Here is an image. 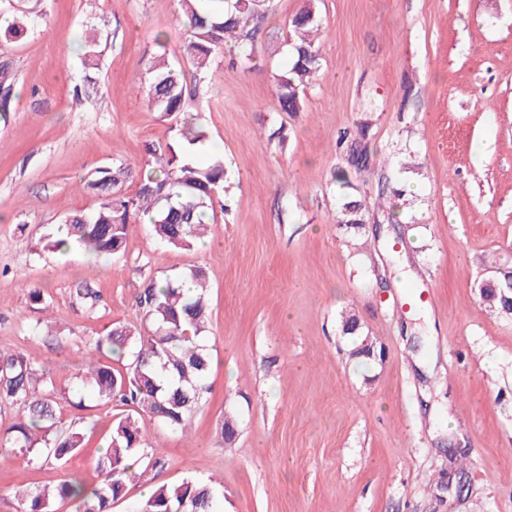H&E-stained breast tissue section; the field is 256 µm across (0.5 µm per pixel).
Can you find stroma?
I'll return each mask as SVG.
<instances>
[{
  "label": "stroma",
  "instance_id": "1",
  "mask_svg": "<svg viewBox=\"0 0 512 512\" xmlns=\"http://www.w3.org/2000/svg\"><path fill=\"white\" fill-rule=\"evenodd\" d=\"M301 5L274 0L253 44L219 55L188 102L207 135L198 160L221 156L227 171L207 247H168L136 218L107 256L39 242L98 208L79 186L94 170L147 173V146L173 142L136 84L158 50L183 60L180 4L0 0L28 29L4 54L0 353L47 362L72 390L81 347L112 324L143 325L144 288L198 267L208 391L187 433L138 415L165 465L140 468L111 512H130L145 486L210 478L223 512H512V317L480 297L512 267V0H320V69L302 111L285 112L274 76ZM96 27L109 39L89 86ZM351 200L366 220L355 231L336 222ZM82 281L96 308L76 294ZM349 308L384 359L351 358ZM127 412L61 401L62 426L85 435L62 470L0 446V512H14L17 487L97 485Z\"/></svg>",
  "mask_w": 512,
  "mask_h": 512
}]
</instances>
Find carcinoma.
I'll return each instance as SVG.
<instances>
[{"label":"carcinoma","mask_w":512,"mask_h":512,"mask_svg":"<svg viewBox=\"0 0 512 512\" xmlns=\"http://www.w3.org/2000/svg\"><path fill=\"white\" fill-rule=\"evenodd\" d=\"M178 20L186 30L184 51L203 76L214 58L230 43L253 38L247 26L270 10L273 0H179ZM319 0H303L289 22V60L275 77L277 98L284 112L303 107L300 89L309 84L319 69L320 44L313 34L321 28ZM109 34L97 30L86 41V68L96 66L98 47ZM148 81L141 93L148 105L163 117L175 120V139L189 145L202 144L203 128L186 105L189 95L181 66L162 53L146 64ZM153 173L143 177L135 195L122 193L132 175L125 163L96 170L84 188L102 198L92 213H77L58 225L45 238L43 249L68 252L78 249L97 254L122 251L130 220L143 214L150 218L156 237L167 246L189 249L206 236L207 213L224 191L227 171L216 155L205 164L179 160L173 144L149 150ZM337 224L359 229L365 224L362 204L356 200L343 205ZM495 290L481 292L483 298L506 314H512V270H504L493 280ZM206 277L192 269L173 279L152 283L139 297L150 330L129 324H115L88 345L82 385L90 387L103 403L118 401L156 418L172 432L185 433L193 412L207 391L206 376L210 355L203 343L206 313ZM111 353L129 363L115 369L101 362ZM61 390L46 363L21 353L0 355V402L23 406L8 428L10 444L20 452L35 453L46 464L64 466L84 447V436L64 429L56 416ZM144 458L156 468L163 456L150 449L131 415L119 419L96 461L103 476L97 487L84 491L83 484L68 478L53 487H34L14 493L16 512H57L67 500L84 501V512H110L112 504L125 496L127 478L134 458ZM223 483L184 480L157 484L134 512H222Z\"/></svg>","instance_id":"carcinoma-1"}]
</instances>
